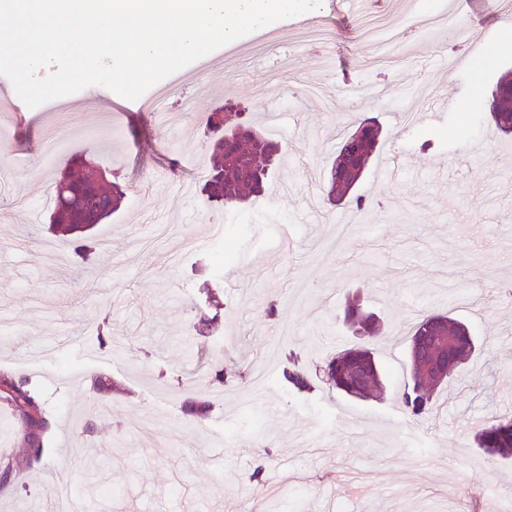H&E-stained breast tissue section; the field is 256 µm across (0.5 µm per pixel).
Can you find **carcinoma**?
I'll use <instances>...</instances> for the list:
<instances>
[{"mask_svg": "<svg viewBox=\"0 0 512 512\" xmlns=\"http://www.w3.org/2000/svg\"><path fill=\"white\" fill-rule=\"evenodd\" d=\"M512 73L501 76L492 94L490 107L491 120L497 130L512 134ZM239 127L246 134L237 141L236 147H230L223 126L208 117L206 128L210 132V148L213 164L204 183V192L210 201L220 202L227 209H237L251 203L264 188L270 157L281 151L278 144L251 124L241 123ZM381 129L375 120H362L356 128L345 135L340 142L336 155H341L357 141V151L350 156L351 170L338 172L339 159H334L328 182V200L341 202L350 196V192L362 178L371 154L379 142ZM92 164L80 161L78 169L66 167L55 185L53 209L49 219L56 232L74 236V265L85 267L95 254L96 244L87 238L80 225L76 224L79 214H90L96 206L105 208L104 218H109L121 205L124 191L115 182L102 183L97 197L83 192L84 173ZM345 317L351 326L360 328L366 336L378 335L379 326L371 314L364 312L354 301L345 307ZM448 337V376L456 374L459 366L468 360L475 351V342L468 328L461 322L443 313L425 316L412 330L409 345V364L411 382L404 387L401 405L404 414L410 419H420L433 410L434 393L440 382L431 371L423 368L415 359L417 343L430 339L433 334ZM283 378L298 392H310L313 383L310 375L298 361L288 359V365L282 371ZM322 380L328 387L340 394L352 398L367 400L381 391L379 367L370 350L363 345H354L336 351L323 361ZM9 392L6 400L23 415L29 425L39 423L42 415L40 400L22 381L16 382L8 377H0V386ZM182 415L189 420H204L211 411L206 400L187 399L181 407ZM478 447L490 456L506 458L512 456V416H504L483 426L475 434Z\"/></svg>", "mask_w": 512, "mask_h": 512, "instance_id": "1", "label": "carcinoma"}]
</instances>
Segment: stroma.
I'll list each match as a JSON object with an SVG mask.
<instances>
[{
	"mask_svg": "<svg viewBox=\"0 0 512 512\" xmlns=\"http://www.w3.org/2000/svg\"><path fill=\"white\" fill-rule=\"evenodd\" d=\"M447 3L372 0L347 19L338 0H322L240 38L235 66L212 52L204 83L159 102L191 103L176 126L114 112L117 95L102 86L56 99L52 112L0 114L12 130L0 153V375L24 379L45 420L41 460L25 466L28 430L0 398V469L14 465L0 480V512H45L61 485L84 486L92 464L102 486L87 512H512L502 495L512 459L475 448L469 424L512 414V305L501 302L512 283V135L488 120L512 47L488 62L474 54L475 42L512 29L499 0H460L458 36L412 32ZM313 20L328 32L332 67L298 41ZM373 20L404 33L403 57L374 64L363 35ZM377 83L386 93L376 100ZM430 88L458 99V111L430 120ZM264 104L279 115L286 164L259 202H207L208 115L241 112L263 128ZM372 117L383 136L355 193L374 207L338 243L352 206L324 200L330 161ZM473 141L485 147L477 168L466 155ZM77 152L125 190L120 211L93 228L101 245L80 272L66 237L44 222L52 184ZM394 155L401 173L383 179ZM217 217L236 245L223 265L208 233ZM279 224L292 228L295 254L278 250ZM351 297L380 325L381 396L348 398L320 382L291 391L281 379L288 357L314 374L357 343L342 314ZM433 312L464 322L478 349L432 414L412 422L398 398L410 380L407 337ZM103 320L120 344L111 357L96 339ZM220 369L221 388L210 382ZM189 394L213 405L196 426L180 412Z\"/></svg>",
	"mask_w": 512,
	"mask_h": 512,
	"instance_id": "35a3bbf8",
	"label": "stroma"
}]
</instances>
